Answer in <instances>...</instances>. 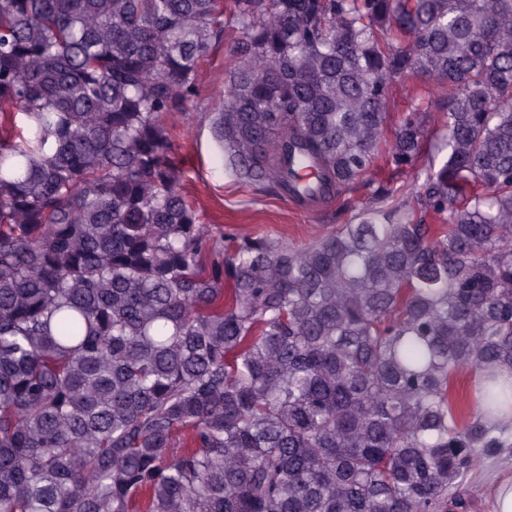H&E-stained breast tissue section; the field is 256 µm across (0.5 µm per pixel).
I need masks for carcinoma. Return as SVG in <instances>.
I'll return each instance as SVG.
<instances>
[{"label": "carcinoma", "mask_w": 512, "mask_h": 512, "mask_svg": "<svg viewBox=\"0 0 512 512\" xmlns=\"http://www.w3.org/2000/svg\"><path fill=\"white\" fill-rule=\"evenodd\" d=\"M229 28L224 170L340 200L308 245L181 190L169 117ZM406 76L448 92L390 142ZM502 369L512 0H0V512H446L506 446ZM474 388L475 376L468 369L460 370L452 380L450 396L462 422L476 409Z\"/></svg>", "instance_id": "obj_1"}]
</instances>
